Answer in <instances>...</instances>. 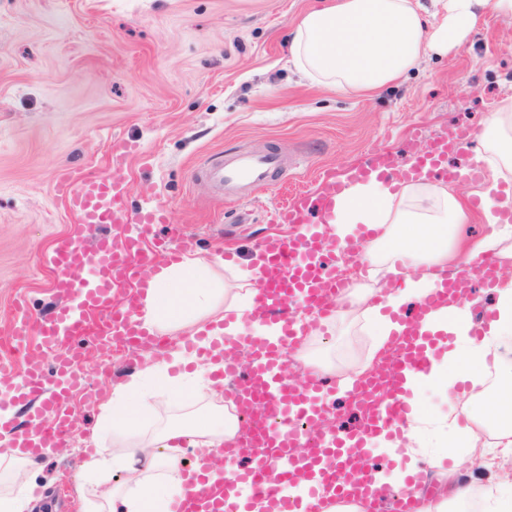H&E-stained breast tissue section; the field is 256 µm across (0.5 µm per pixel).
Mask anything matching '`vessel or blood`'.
Wrapping results in <instances>:
<instances>
[{
  "instance_id": "b4317fda",
  "label": "vessel or blood",
  "mask_w": 512,
  "mask_h": 512,
  "mask_svg": "<svg viewBox=\"0 0 512 512\" xmlns=\"http://www.w3.org/2000/svg\"><path fill=\"white\" fill-rule=\"evenodd\" d=\"M461 152L460 138L435 139L404 169L398 166L396 152H375L354 165L350 177L364 180L376 174L408 178L423 171L451 181L464 173L478 177L475 167L463 170L449 165V156ZM279 167L275 153L238 151L211 161L203 176L217 192L234 194L245 188L267 187ZM318 178L319 189L297 192L269 214L270 223L295 224L298 232L287 237L270 236L261 243L268 265L251 317L279 324V336L273 341L245 336L240 344L224 351L222 376L233 386L227 401L248 421L243 440L226 444L224 458L235 464L237 484L247 488L251 497L275 500L279 512H297L324 486L338 488L343 498L366 493L368 481L362 472L367 465L368 438L399 428L411 411L400 397L407 374L426 371L431 365L426 338L420 333L424 317L460 300L473 281L494 274L487 258L453 276L440 273L439 289L415 302L413 310L398 313L404 333L385 370L369 377L355 391L353 424L340 432L318 434L329 411L323 381L313 374L304 385H296L282 354L283 346L299 334L289 304L298 305L304 314L318 320L333 316L343 296L344 285L331 271L322 226L331 217L344 184L328 171L319 173ZM125 187V180L113 173L79 178L66 173L56 182L57 193L77 214L80 224L88 228L117 224L121 230L98 236L90 246L77 236L56 240L53 288L60 304L50 316L35 322L22 317L10 330V341L29 347L23 369L0 363V436L8 439L10 447L31 452L62 447L74 417L68 405L69 393L83 381L74 359L76 343L104 338L111 346L124 349L150 348L158 342L141 328L135 297L125 286L131 282L146 286L141 268L177 261L190 248L192 239L182 234L168 242L156 241L154 229L167 222V212L156 206L130 213L125 205ZM244 344L255 355L254 362L245 368L239 362ZM50 352L55 355L51 375L44 364ZM19 405L32 408L20 430L14 428L8 415ZM185 476L190 491L173 512H238V504L228 501L223 480L192 470ZM301 479L306 482L303 497L281 496L283 482Z\"/></svg>"
}]
</instances>
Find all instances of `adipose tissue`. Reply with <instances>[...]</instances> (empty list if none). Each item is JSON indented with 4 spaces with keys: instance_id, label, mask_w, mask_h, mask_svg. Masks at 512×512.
<instances>
[{
    "instance_id": "1",
    "label": "adipose tissue",
    "mask_w": 512,
    "mask_h": 512,
    "mask_svg": "<svg viewBox=\"0 0 512 512\" xmlns=\"http://www.w3.org/2000/svg\"><path fill=\"white\" fill-rule=\"evenodd\" d=\"M487 14L512 21V0H434L430 9L421 0H326L296 22L288 53L317 85L366 95L399 81L427 56L460 46ZM481 141L480 159L491 178L511 174L512 99L486 117ZM499 206H512V198L486 197L489 230L472 239L464 233L466 203L448 184L423 176L397 191L376 178L351 184L337 199L325 234L342 245L359 226L372 229L374 238L356 260L374 275L393 278L383 305H370L368 289L357 287L339 312L344 319L354 313L362 318L373 338L372 353L344 367L314 357L303 345L296 358L307 369L337 375L338 395L348 397L372 370L376 355L386 354L400 336L403 327L394 313L432 293L438 270L459 271L491 254L500 264L512 262V225L492 215ZM245 264L234 273L231 288L215 263L197 256L152 271L138 318L148 332L174 333L178 339L99 404L90 435L98 452L83 461L81 472L84 483L108 490L99 496L79 493L81 512H168L170 503L185 498L182 438L189 430L163 418L157 398L188 393L205 398L223 386L221 363H202L185 352L198 334L210 343L246 334L278 336L276 324L250 317L262 277L261 251L250 253ZM487 289L494 299L490 318L475 317L470 298L426 317L423 331L439 337L429 353L432 364L407 383L411 411L399 435L372 441L395 462L373 472L371 489L385 510L407 478L424 469L438 490L416 487L415 512H466L474 504L480 512H512V476L504 472L512 463V277L498 274ZM428 390L447 397V410L422 409ZM190 432L200 466L235 440L239 428L231 416L217 412ZM449 448L453 463L446 468L442 460ZM27 460L16 448L0 453V512H30L34 486L25 475ZM116 472L126 473L125 482L112 483Z\"/></svg>"
}]
</instances>
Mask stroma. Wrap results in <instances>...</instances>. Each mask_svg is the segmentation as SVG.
Masks as SVG:
<instances>
[{"label": "stroma", "mask_w": 512, "mask_h": 512, "mask_svg": "<svg viewBox=\"0 0 512 512\" xmlns=\"http://www.w3.org/2000/svg\"><path fill=\"white\" fill-rule=\"evenodd\" d=\"M321 0H0V332L27 304L32 318L55 305L57 237L77 231L58 197L60 172L105 173L113 139L130 141L126 204L166 208L157 225L180 226L202 258L232 248L246 258L290 224L267 214L319 170L343 172L389 149L401 163L432 139L466 136L461 161L483 149L485 118L512 98V21L483 16L467 39L422 62L402 81L347 96L309 82L287 49L296 20ZM241 150L276 153L282 169L255 198L214 195L204 160ZM361 322L321 329L313 352L367 355ZM143 350L94 345L82 357L83 389L65 447L32 459L34 512H77L74 487L89 456L97 406L145 362Z\"/></svg>", "instance_id": "1"}]
</instances>
